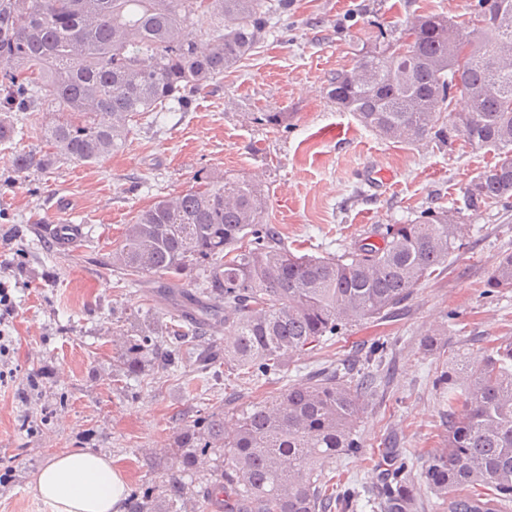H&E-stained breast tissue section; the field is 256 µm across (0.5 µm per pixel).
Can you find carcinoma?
Listing matches in <instances>:
<instances>
[{
	"label": "carcinoma",
	"mask_w": 512,
	"mask_h": 512,
	"mask_svg": "<svg viewBox=\"0 0 512 512\" xmlns=\"http://www.w3.org/2000/svg\"><path fill=\"white\" fill-rule=\"evenodd\" d=\"M290 0H0V144L14 140L17 112L57 113L44 128L40 155L18 152L17 173L61 161L91 164L126 145L129 122L150 112L185 109L194 93L255 51L274 11ZM495 25L463 39L446 16L420 14L396 39L361 53L330 79L328 97L370 131L401 143L448 141L445 113L460 95L464 142L499 156L465 188L468 210L512 202V0H472L471 18ZM207 39L205 48L182 32ZM264 194L231 177L199 181L158 200L127 225L115 268L127 276L183 280L177 323L147 311L129 323L117 368L193 359L208 378L224 372L253 380L288 372L293 356L313 350L352 322L381 319L413 289L446 270L461 225L455 212L428 208L389 224L379 242L360 241L341 255L292 252L263 223ZM488 293L512 290V253L487 280ZM224 332V351L210 336ZM387 347L375 343L361 367L341 361L249 410L194 419L180 430L183 472L219 452L210 477L190 491L172 474L162 485L131 490L128 512H421L423 482L436 512H512V341L443 370L433 386L448 404L444 449L422 463L389 442L381 478L336 479L337 461L363 453L355 428L376 388ZM464 399L458 417L454 404Z\"/></svg>",
	"instance_id": "obj_1"
}]
</instances>
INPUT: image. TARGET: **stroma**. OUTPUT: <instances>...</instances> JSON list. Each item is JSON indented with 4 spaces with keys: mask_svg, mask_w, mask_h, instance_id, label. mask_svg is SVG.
<instances>
[{
    "mask_svg": "<svg viewBox=\"0 0 512 512\" xmlns=\"http://www.w3.org/2000/svg\"><path fill=\"white\" fill-rule=\"evenodd\" d=\"M470 0H292L263 43L205 90L188 111L141 117L125 148L95 164L61 162L19 174L15 152H38L46 112L18 113L20 133L0 145V280L12 287L14 371L0 385V512H52L33 488L34 473L61 452L108 455L129 486L162 484L181 470L174 438L184 420L270 399L278 387L245 377L202 381L189 366L151 365L139 387L115 367L130 314L166 319L176 300L161 284L130 286L110 262L137 213L189 189L195 178L233 175L268 197L264 223L298 255L376 239L386 225L423 209L458 208L464 228L448 268L414 288L394 316L353 323L322 347L293 359L290 378L357 358L388 341L387 374L356 429L364 455L341 459L349 479L368 481L380 443L395 438L418 457L442 447L443 408L431 388L436 368L460 352L479 362L485 349L512 339V292L495 299L486 281L512 253V208L464 210L470 180L498 157L466 146L456 127L447 145L432 139L393 143L364 129L326 94L332 73L352 68L359 50L400 34L423 13L461 22L470 35ZM268 112L285 113L266 124ZM54 221L86 225L72 248L48 230ZM447 325L437 349L420 341ZM45 378L28 401L29 374ZM40 425L30 433L28 424Z\"/></svg>",
    "mask_w": 512,
    "mask_h": 512,
    "instance_id": "stroma-1",
    "label": "stroma"
}]
</instances>
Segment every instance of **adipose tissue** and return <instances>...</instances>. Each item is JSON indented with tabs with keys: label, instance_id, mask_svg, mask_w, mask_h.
<instances>
[{
	"label": "adipose tissue",
	"instance_id": "obj_1",
	"mask_svg": "<svg viewBox=\"0 0 512 512\" xmlns=\"http://www.w3.org/2000/svg\"><path fill=\"white\" fill-rule=\"evenodd\" d=\"M33 484L53 512H123L127 494V479L111 458L82 449L50 457Z\"/></svg>",
	"mask_w": 512,
	"mask_h": 512
}]
</instances>
